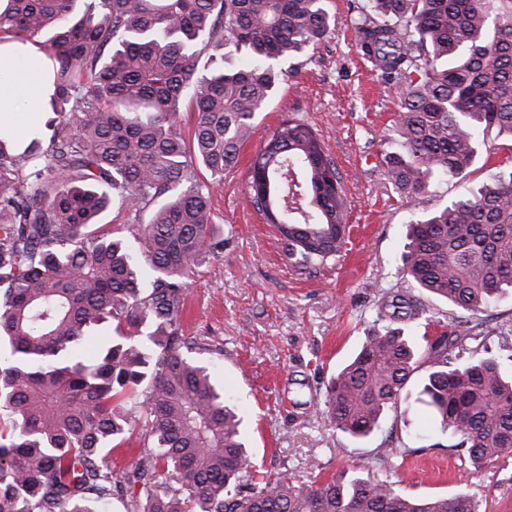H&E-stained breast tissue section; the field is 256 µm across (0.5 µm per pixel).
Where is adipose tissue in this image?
<instances>
[{"label":"adipose tissue","mask_w":512,"mask_h":512,"mask_svg":"<svg viewBox=\"0 0 512 512\" xmlns=\"http://www.w3.org/2000/svg\"><path fill=\"white\" fill-rule=\"evenodd\" d=\"M48 66V58L34 43L0 44V119L10 120L0 133L8 135L18 128L29 138L38 133L36 116L49 94L45 82Z\"/></svg>","instance_id":"1"}]
</instances>
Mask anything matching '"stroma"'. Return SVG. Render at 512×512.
Returning <instances> with one entry per match:
<instances>
[{"instance_id":"stroma-1","label":"stroma","mask_w":512,"mask_h":512,"mask_svg":"<svg viewBox=\"0 0 512 512\" xmlns=\"http://www.w3.org/2000/svg\"><path fill=\"white\" fill-rule=\"evenodd\" d=\"M357 0H323L334 19L327 36L306 48L301 65L284 78L240 148L235 166L212 191L211 207L223 249L207 253L187 281L185 335L223 349L212 363L243 415V434L259 475L288 477L307 487L366 462L376 477L401 482L415 496H449L467 488L486 512H512V450L467 476L455 448H423L432 433L418 407L389 411L382 428L354 439L328 426L313 404L329 378L351 357L393 292L411 293L401 270L406 226L423 213L477 191L491 174L512 170V140L489 133L465 180L432 179L406 200L388 180L385 138L398 117L395 87L363 55L351 27ZM297 117L319 134L342 177L349 231L339 260L313 273L295 269L269 224L250 203L249 167L264 137ZM431 324L396 320L414 341L456 329V308L423 296ZM485 345L500 355L512 337V293L483 315ZM408 446L404 458L384 460L392 439Z\"/></svg>"}]
</instances>
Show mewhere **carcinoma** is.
<instances>
[{"label":"carcinoma","mask_w":512,"mask_h":512,"mask_svg":"<svg viewBox=\"0 0 512 512\" xmlns=\"http://www.w3.org/2000/svg\"><path fill=\"white\" fill-rule=\"evenodd\" d=\"M321 2L0 0V37L31 41L51 62L56 115L23 148L0 137V512H99L133 484L129 512H481L466 489L419 499L361 467L315 488L253 482L242 417L192 357L224 351L182 333L186 280L224 244L212 190L287 74L278 63L328 34ZM487 2L364 0L354 21L400 90L385 165L407 198L434 176L465 178L481 133L512 137V0L494 16ZM223 48L242 63L200 72V57ZM252 171L269 186L250 202L288 258L304 269L335 262L347 200L316 131L282 122ZM115 204L124 223H98ZM402 266L463 313L464 329L417 345L373 327L316 412L366 438L420 371L415 402L475 475L512 449V369L466 345L482 337L476 317L512 288V171L410 224ZM388 306L409 320L425 313L400 295ZM104 321L115 335L92 359L77 356ZM137 407L147 443L121 481L109 455L130 440Z\"/></svg>","instance_id":"cac0c4a2"}]
</instances>
